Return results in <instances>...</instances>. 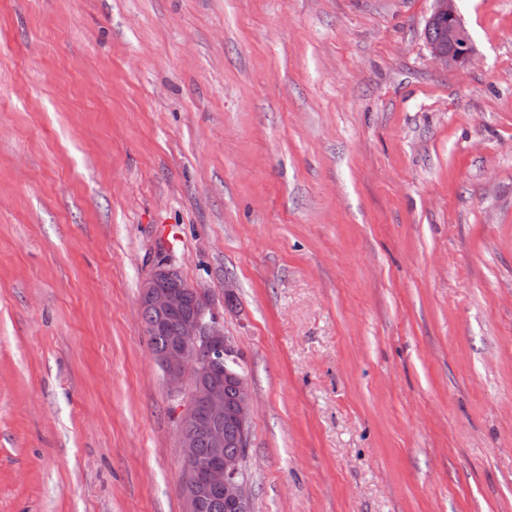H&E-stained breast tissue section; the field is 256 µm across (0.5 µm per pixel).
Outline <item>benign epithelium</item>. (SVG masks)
Here are the masks:
<instances>
[{"instance_id": "obj_1", "label": "benign epithelium", "mask_w": 512, "mask_h": 512, "mask_svg": "<svg viewBox=\"0 0 512 512\" xmlns=\"http://www.w3.org/2000/svg\"><path fill=\"white\" fill-rule=\"evenodd\" d=\"M448 19L445 33L448 47L429 46L433 60L448 69L464 67L470 60L471 37L457 12L456 0H433L428 23ZM141 308L149 310L154 321L145 325L153 333L167 318L178 315V337L154 356L169 389L182 393L190 387L188 405L180 416L182 440L181 479L188 512H198L201 503L224 495L225 512H250V481L241 476L244 460L224 453V425L237 428L242 441L249 439L253 396L247 376L225 373V380L214 375L217 360L236 362L239 351L224 334V326L178 270L166 261L154 264L141 285ZM205 440L211 454L202 457L198 440Z\"/></svg>"}]
</instances>
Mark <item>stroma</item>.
<instances>
[{
    "mask_svg": "<svg viewBox=\"0 0 512 512\" xmlns=\"http://www.w3.org/2000/svg\"><path fill=\"white\" fill-rule=\"evenodd\" d=\"M0 0V512H187L168 258L254 512H512V0ZM433 9L428 23L448 18V31L445 33L448 48L429 46L433 60L443 68L459 69L471 58V37L457 12L456 0H432ZM141 309H148L154 318L144 323L146 333L163 327L167 318L179 315L178 337L168 346L177 333V323L171 320L156 336H148L154 359L161 368L169 389L181 394L190 387L188 405L180 416L182 440L181 479L186 493L188 512H197L206 499L224 494L219 501L210 502L201 512H248L252 494L250 481L241 476L244 460L226 453L236 454L235 432L225 430L232 423L243 443L251 431L253 396L249 380L240 363H228L224 382L214 375V364L238 362L240 355L232 340L224 334L218 317L203 303L198 294L187 284L178 270L167 261L154 264L141 285ZM192 300L194 310L185 313ZM167 346V347H166ZM166 347V348H165ZM225 434V444H224ZM199 439L211 447L208 457L197 451ZM205 442L200 445L203 456L209 453ZM224 498V500H223Z\"/></svg>",
    "mask_w": 512,
    "mask_h": 512,
    "instance_id": "obj_1",
    "label": "stroma"
}]
</instances>
